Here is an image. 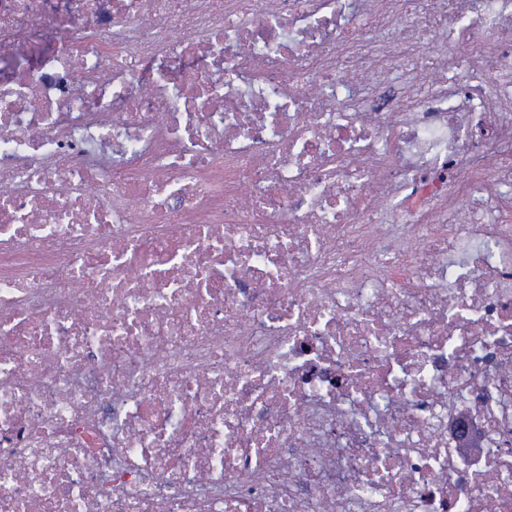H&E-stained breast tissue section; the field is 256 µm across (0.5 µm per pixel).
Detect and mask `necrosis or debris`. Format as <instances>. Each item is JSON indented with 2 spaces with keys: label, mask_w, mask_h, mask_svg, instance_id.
<instances>
[{
  "label": "necrosis or debris",
  "mask_w": 512,
  "mask_h": 512,
  "mask_svg": "<svg viewBox=\"0 0 512 512\" xmlns=\"http://www.w3.org/2000/svg\"><path fill=\"white\" fill-rule=\"evenodd\" d=\"M0 512H512V0H0Z\"/></svg>",
  "instance_id": "1"
}]
</instances>
